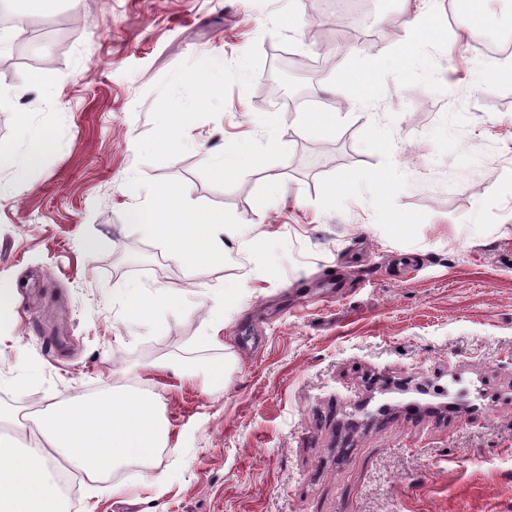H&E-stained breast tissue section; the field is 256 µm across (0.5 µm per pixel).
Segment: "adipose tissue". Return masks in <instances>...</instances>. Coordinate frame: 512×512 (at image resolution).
I'll return each mask as SVG.
<instances>
[{
	"label": "adipose tissue",
	"instance_id": "obj_1",
	"mask_svg": "<svg viewBox=\"0 0 512 512\" xmlns=\"http://www.w3.org/2000/svg\"><path fill=\"white\" fill-rule=\"evenodd\" d=\"M153 211L161 221L151 231L170 258L195 268L222 256L225 240L240 234L221 217L196 215L173 190L158 191ZM27 432L32 442L25 448L0 436V512H61L53 456L95 480L150 460L165 440L155 400L135 390L50 404Z\"/></svg>",
	"mask_w": 512,
	"mask_h": 512
}]
</instances>
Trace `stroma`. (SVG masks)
Listing matches in <instances>:
<instances>
[{
    "instance_id": "stroma-1",
    "label": "stroma",
    "mask_w": 512,
    "mask_h": 512,
    "mask_svg": "<svg viewBox=\"0 0 512 512\" xmlns=\"http://www.w3.org/2000/svg\"><path fill=\"white\" fill-rule=\"evenodd\" d=\"M314 3L50 0L28 28L67 39L29 64L0 50V433L128 388L168 430L147 465L69 471L64 512H512V78L485 80L504 65L450 0H368L326 50ZM420 12L447 27L413 46ZM284 53L328 55L299 79L334 136L266 85ZM380 54L377 97L355 103L341 74ZM37 71L52 84L16 96ZM34 132L50 146L19 184ZM228 146L260 169L215 177ZM163 187L242 243L204 269L172 260L147 230ZM132 283L170 304L130 316L112 291ZM303 124L318 130L325 136L336 132V114L334 112H304Z\"/></svg>"
}]
</instances>
